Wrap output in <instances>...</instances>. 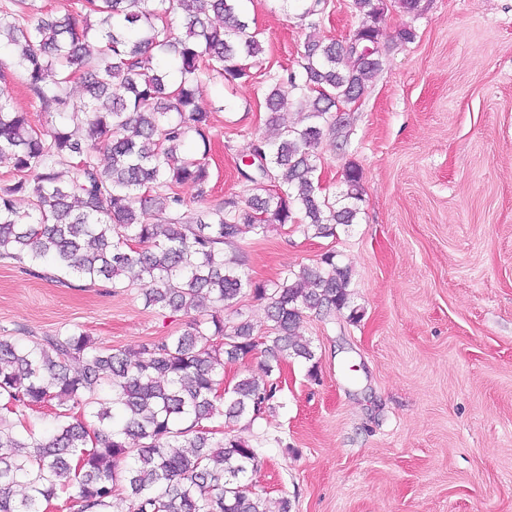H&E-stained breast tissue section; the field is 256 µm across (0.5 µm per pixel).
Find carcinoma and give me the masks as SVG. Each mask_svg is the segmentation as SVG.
Wrapping results in <instances>:
<instances>
[{"label":"carcinoma","mask_w":512,"mask_h":512,"mask_svg":"<svg viewBox=\"0 0 512 512\" xmlns=\"http://www.w3.org/2000/svg\"><path fill=\"white\" fill-rule=\"evenodd\" d=\"M249 2L78 0L98 15L82 26L71 12L31 24L29 0H11L19 18L0 11V42L13 47L43 111L66 113L74 80L89 94L80 127L40 130L0 91V160L17 175L0 189V256L47 261L92 284L136 283L147 305L188 317L180 334L135 350L105 349L82 332H48L28 344L0 336V408L17 417L0 415V512H47L63 493L76 512H270L244 483L258 450L233 426L273 408L274 366L266 365V380L227 385L224 365L261 349L277 363L301 358L314 372L301 317L349 308L352 269L326 252L266 284L224 246L275 224L333 238L337 226L355 223L361 170L346 166L332 196L315 179L317 148L326 136L341 150L349 145L351 122L340 108L364 96L387 45L382 0H351L360 24L343 43L316 36L324 0H295L310 32L298 68L269 75L263 105L277 138L254 142L239 169L252 194L192 212L177 187L191 182L206 197L211 111L197 96L201 63L232 80L264 65ZM292 96L302 112L287 123ZM192 135L205 146L199 157L180 153ZM60 166L69 169L65 184ZM17 194L31 198L29 211L17 209ZM150 211L154 223L144 219ZM246 290L267 301L270 335L228 316ZM70 362L79 365L73 374ZM54 401L63 410L52 433L26 425L23 410Z\"/></svg>","instance_id":"obj_1"}]
</instances>
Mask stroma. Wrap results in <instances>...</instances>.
<instances>
[{"label":"stroma","mask_w":512,"mask_h":512,"mask_svg":"<svg viewBox=\"0 0 512 512\" xmlns=\"http://www.w3.org/2000/svg\"><path fill=\"white\" fill-rule=\"evenodd\" d=\"M389 8L390 49L358 108L346 149L324 139L319 180L363 174L355 224L332 238L292 225L236 242L260 282L332 251L352 269V305L299 327L314 362L281 369L276 407L236 432L258 448L249 488L271 512H512V0H422ZM287 0H253L265 70L202 80L213 111L207 205L248 197L237 166L271 137L268 76L296 68L308 30ZM0 90L37 127L41 111L0 49ZM186 318L146 306L139 286L115 288L0 256V331L22 340L76 330L105 348L136 349L179 334ZM316 375H309V368Z\"/></svg>","instance_id":"1"}]
</instances>
